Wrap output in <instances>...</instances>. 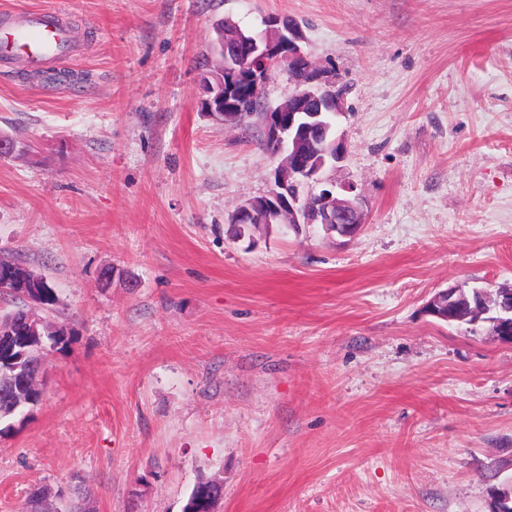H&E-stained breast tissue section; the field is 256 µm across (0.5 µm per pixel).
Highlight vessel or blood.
Here are the masks:
<instances>
[{"label":"vessel or blood","mask_w":512,"mask_h":512,"mask_svg":"<svg viewBox=\"0 0 512 512\" xmlns=\"http://www.w3.org/2000/svg\"><path fill=\"white\" fill-rule=\"evenodd\" d=\"M66 24L63 12L31 11L11 23L5 38L14 47L26 49L31 64H60L67 60L70 49Z\"/></svg>","instance_id":"obj_1"}]
</instances>
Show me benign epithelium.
<instances>
[{
  "mask_svg": "<svg viewBox=\"0 0 512 512\" xmlns=\"http://www.w3.org/2000/svg\"><path fill=\"white\" fill-rule=\"evenodd\" d=\"M303 37L296 23L288 18L266 21V28L245 40H224L215 51L218 63L206 80V107L224 124H237L241 115L236 103L224 102L225 80L243 79L249 92L246 100L257 101L259 91L271 76V65H285L296 84V92L284 103L266 112L262 138L275 145V155L283 156L278 166L274 188L263 196L243 201L230 215L231 224H248L253 209L263 206L267 219L279 224H310L325 235L346 237L364 223V201L352 183H338L328 175L346 153L340 136L327 141L336 129L334 119L342 115L341 90L309 61L300 42ZM510 319L493 321L494 331L504 341L512 342V288L480 291L479 300L470 304L460 289L451 288L435 294L427 303L430 315L445 322L463 321L479 316L491 303ZM42 320H28L26 336L11 330L0 332V357L12 355L37 333ZM36 387L23 379H14L0 390V411L9 413L35 399Z\"/></svg>",
  "mask_w": 512,
  "mask_h": 512,
  "instance_id": "benign-epithelium-1",
  "label": "benign epithelium"
}]
</instances>
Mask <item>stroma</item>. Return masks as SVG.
Masks as SVG:
<instances>
[{"label": "stroma", "mask_w": 512, "mask_h": 512, "mask_svg": "<svg viewBox=\"0 0 512 512\" xmlns=\"http://www.w3.org/2000/svg\"><path fill=\"white\" fill-rule=\"evenodd\" d=\"M67 11L73 56L0 58V253L71 342L0 433V512H490L512 476V344L425 311L512 288V0H0ZM301 27L346 89L365 222L225 236L277 159L204 106L216 23ZM69 74L66 82L56 81ZM110 280H103V273ZM17 268H12L11 270H7L8 278H11L15 283V288H12L10 284H4L3 288H0V293L5 292H13L19 297H21L18 293L22 288L26 290V288H35V292L28 290L29 293L36 297V299L45 307L49 308L55 304L56 298L53 288H51L48 283L42 279L38 288H36V284L39 282L38 277L32 275L25 267L21 269V272L17 273ZM22 271L28 272V276L22 273Z\"/></svg>", "instance_id": "35a3bbf8"}]
</instances>
